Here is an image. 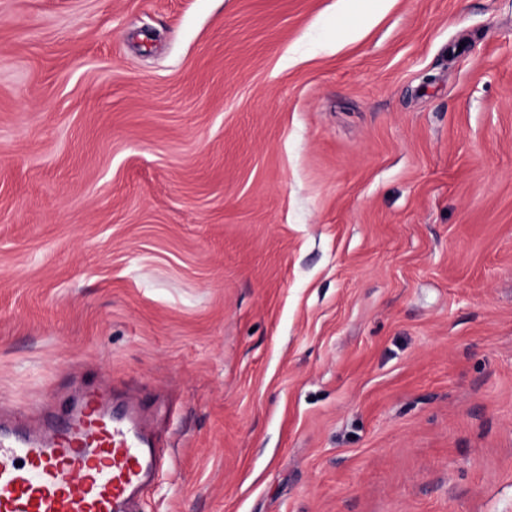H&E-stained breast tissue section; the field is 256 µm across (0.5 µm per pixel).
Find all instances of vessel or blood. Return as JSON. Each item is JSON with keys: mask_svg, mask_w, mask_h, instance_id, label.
I'll return each mask as SVG.
<instances>
[{"mask_svg": "<svg viewBox=\"0 0 512 512\" xmlns=\"http://www.w3.org/2000/svg\"><path fill=\"white\" fill-rule=\"evenodd\" d=\"M167 462L161 432L88 391L49 430L0 427V512H134Z\"/></svg>", "mask_w": 512, "mask_h": 512, "instance_id": "obj_1", "label": "vessel or blood"}]
</instances>
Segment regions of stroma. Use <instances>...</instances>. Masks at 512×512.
Masks as SVG:
<instances>
[{
    "label": "stroma",
    "mask_w": 512,
    "mask_h": 512,
    "mask_svg": "<svg viewBox=\"0 0 512 512\" xmlns=\"http://www.w3.org/2000/svg\"><path fill=\"white\" fill-rule=\"evenodd\" d=\"M0 0V418L166 431L137 512H512V0Z\"/></svg>",
    "instance_id": "1"
}]
</instances>
